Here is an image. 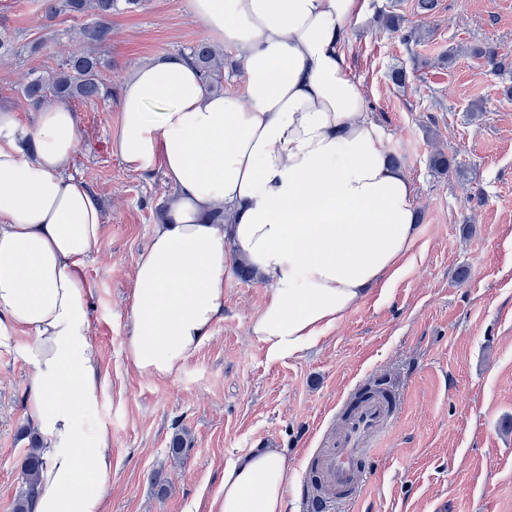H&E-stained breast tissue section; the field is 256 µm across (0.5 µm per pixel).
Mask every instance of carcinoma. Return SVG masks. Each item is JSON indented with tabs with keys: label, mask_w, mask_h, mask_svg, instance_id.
<instances>
[{
	"label": "carcinoma",
	"mask_w": 512,
	"mask_h": 512,
	"mask_svg": "<svg viewBox=\"0 0 512 512\" xmlns=\"http://www.w3.org/2000/svg\"><path fill=\"white\" fill-rule=\"evenodd\" d=\"M117 9V0H51L46 15L58 13L74 15L90 14L94 21L83 25L78 39L88 46H98L106 41L110 28L107 19ZM185 58L199 70L205 84L213 86L223 78L224 58L208 42H199L190 48ZM102 62L95 51L81 50L64 56L57 68L47 74L30 73L25 78L23 93L35 107L55 98L59 101H99L112 99V85L104 81ZM44 461L37 438H31V446L21 464L23 487L16 499L14 512H28V504L35 491Z\"/></svg>",
	"instance_id": "carcinoma-1"
}]
</instances>
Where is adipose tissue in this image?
I'll use <instances>...</instances> for the list:
<instances>
[{
  "instance_id": "1",
  "label": "adipose tissue",
  "mask_w": 512,
  "mask_h": 512,
  "mask_svg": "<svg viewBox=\"0 0 512 512\" xmlns=\"http://www.w3.org/2000/svg\"><path fill=\"white\" fill-rule=\"evenodd\" d=\"M242 60L241 88L209 91L183 56L125 82L113 145L173 191L134 272L126 357L172 377L224 311L234 261L271 286L250 327L271 359L320 344L404 267L419 228L414 186L394 163L344 52L360 0H190ZM81 144L62 103L22 124L0 110V345L30 337L27 414L45 461L29 512H103L111 430L93 418L104 381L89 338L85 270L102 207L71 173ZM288 460L257 448L224 469L210 512H288Z\"/></svg>"
}]
</instances>
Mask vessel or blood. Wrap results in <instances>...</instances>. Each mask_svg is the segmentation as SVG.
<instances>
[{
    "instance_id": "b4317fda",
    "label": "vessel or blood",
    "mask_w": 512,
    "mask_h": 512,
    "mask_svg": "<svg viewBox=\"0 0 512 512\" xmlns=\"http://www.w3.org/2000/svg\"><path fill=\"white\" fill-rule=\"evenodd\" d=\"M395 413L379 398L360 404L328 438L326 449L318 456V468L329 496L313 498L316 512H330L334 500L354 502L361 483V463L381 446Z\"/></svg>"
}]
</instances>
